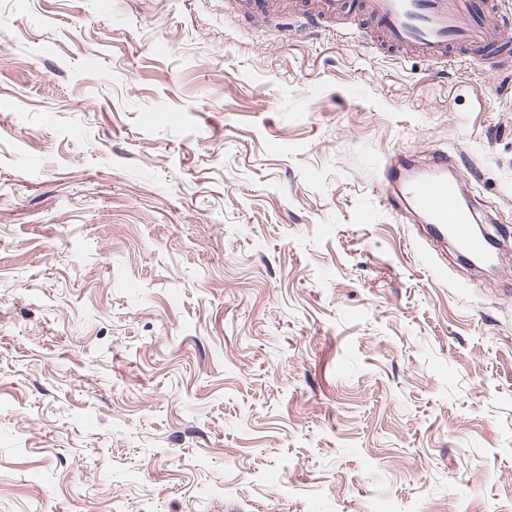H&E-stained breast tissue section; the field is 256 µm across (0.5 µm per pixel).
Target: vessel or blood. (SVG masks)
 I'll list each match as a JSON object with an SVG mask.
<instances>
[{"instance_id": "obj_1", "label": "vessel or blood", "mask_w": 512, "mask_h": 512, "mask_svg": "<svg viewBox=\"0 0 512 512\" xmlns=\"http://www.w3.org/2000/svg\"><path fill=\"white\" fill-rule=\"evenodd\" d=\"M236 16L266 23L285 13L288 0H233ZM367 25L360 31L340 29L343 0H318L314 12L298 15L300 28L332 30L351 43L371 42L383 53H416L439 65L459 59L504 63L508 54L492 40L488 22L498 11L497 0H362ZM387 200L397 212L418 217L425 236L474 263L495 261L490 238L475 233V211L464 198L459 180L448 177V156L432 153L417 165L412 156H391L383 172Z\"/></svg>"}]
</instances>
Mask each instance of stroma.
<instances>
[{
    "label": "stroma",
    "instance_id": "35a3bbf8",
    "mask_svg": "<svg viewBox=\"0 0 512 512\" xmlns=\"http://www.w3.org/2000/svg\"><path fill=\"white\" fill-rule=\"evenodd\" d=\"M512 71L224 0H0V512H512ZM370 222H362V215ZM237 18L268 25L272 17L288 13V0H232ZM387 200L396 212L408 211L419 218L423 235L473 263L495 261L498 248L485 234L473 230L475 211L464 199L458 179H448V154L432 153L422 166L412 156H391L383 172Z\"/></svg>",
    "mask_w": 512,
    "mask_h": 512
}]
</instances>
